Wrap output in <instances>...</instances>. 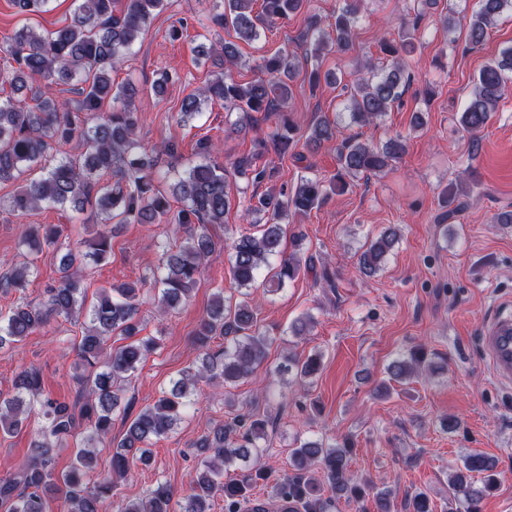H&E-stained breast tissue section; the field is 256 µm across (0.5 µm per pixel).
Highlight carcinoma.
<instances>
[{
    "instance_id": "cac0c4a2",
    "label": "carcinoma",
    "mask_w": 512,
    "mask_h": 512,
    "mask_svg": "<svg viewBox=\"0 0 512 512\" xmlns=\"http://www.w3.org/2000/svg\"><path fill=\"white\" fill-rule=\"evenodd\" d=\"M260 11H254L256 2ZM223 9L211 14L209 22L219 29L233 30L245 43L260 39L264 29L301 13L308 0H220ZM362 0H339L327 18L306 16L302 34L305 54L318 59L332 50L346 51L352 45V30L359 18ZM414 17L401 25L399 40L384 37L381 53L389 64L373 66L349 88L351 122L364 126L382 120L402 101L410 88L412 75L402 58L414 47L422 20L437 6V0H411ZM22 12L50 11L52 0H13ZM168 0H78L70 21L50 32L41 33L23 26L0 39V53L15 62L8 75L16 91L32 89L40 81L43 89L34 93L33 104L23 105L7 96L0 99V183L20 181L22 186L7 202L0 201V212L27 213L44 206L78 210L94 207L98 224L88 236L75 242L63 240L60 224H26L20 243L31 258L0 275V290L22 291L37 271L36 261L47 257L57 264L59 278L47 288L45 299L37 304L22 303L6 313L0 312V346L15 344L43 330L52 321L84 319V331L75 347L80 355L79 372L74 380L79 387L75 405L44 395L41 371L29 366L21 369L12 383V393L0 392V432L9 434L24 425L23 414L38 408L44 425L33 431L30 454L24 467L12 477L0 478V509L3 512H46L48 500H62V512H173L174 490L158 479L153 488L135 499L114 498L117 480L123 478L133 462L148 466L151 445L166 436L183 419L203 386H234L249 378L268 353V338L258 326V305L249 298L231 304L224 293L214 294L195 332L202 348L198 361L180 371L170 388L161 392L151 405L136 414L122 405L125 386L139 366L159 346L154 338H140V292L146 285L157 290V308L162 315L176 310L197 285L208 258L223 246L213 230L224 227V215L231 205L224 165L212 159L215 146L208 137L197 141L201 161L174 180L173 193L154 172L158 159L153 153L135 149L140 117L134 99L139 87L126 81L112 82V71L120 67L140 36L163 12ZM512 0H479V9L467 24V43L476 47ZM194 51L206 60L217 56L225 70L198 92L180 102L176 122L195 120L204 102L222 101L224 109L238 114L237 125H252L253 113L274 112L276 128L271 137L259 142L260 151L235 160V174L259 186L275 176L274 168L260 163L264 153L283 157L296 151L297 127L283 105L292 95L299 69V57L285 50L263 56L255 65L257 77L237 82L231 69L240 56L236 43L220 40L200 43ZM512 74V45L487 62L474 79V86L458 119L461 129L475 138L484 130L507 89ZM71 86L75 99H59L54 88ZM114 103L112 111L98 122L92 115L105 101ZM338 127L319 119L310 127L305 146L317 148L337 139ZM78 140L81 152L59 156L60 148ZM406 151L400 137L376 147L353 136L342 140L337 150L336 174L328 180L301 177L294 190L275 194L268 190L253 194L255 202L247 210L254 223L265 221L261 233H240L229 237L233 281L249 288L265 267L271 268L270 291H278L287 280L299 275L301 258L297 251H286L281 221L290 214L309 215L336 189L347 187V179L378 175ZM112 175V181L101 182ZM180 203L172 210L170 197ZM149 227L176 224L184 229L180 244L164 246L153 281L143 278L132 285L104 288L92 303H87V286L82 274L99 266L112 251V237L124 224ZM397 230L389 229L371 241L360 254L358 268L365 276L374 275L387 253L398 242ZM128 343L116 349L109 345L113 335ZM224 338V347L208 348L211 338ZM421 358L412 352L408 359L393 361L388 367L392 379L403 381L420 370ZM306 381L320 369V358L301 361L288 358L282 366ZM122 411L128 423L122 439L112 448L111 473L92 479L97 468L96 443L110 435L112 419ZM267 420L237 415L195 443L196 475L190 493L182 498L179 512H212L217 496L224 497V512H268L269 503L251 498L250 476L224 479L232 466L246 467L256 476L270 477L261 464L266 452ZM75 448L71 466L55 470L56 448L63 443ZM352 444L304 440L291 449V473L274 478L272 502H288L302 512H331V500L323 497L329 488L341 498H359L364 488L351 484L349 462ZM495 461L483 454L464 457L462 466L452 470L448 480V512H480L483 496L495 490Z\"/></svg>"
}]
</instances>
